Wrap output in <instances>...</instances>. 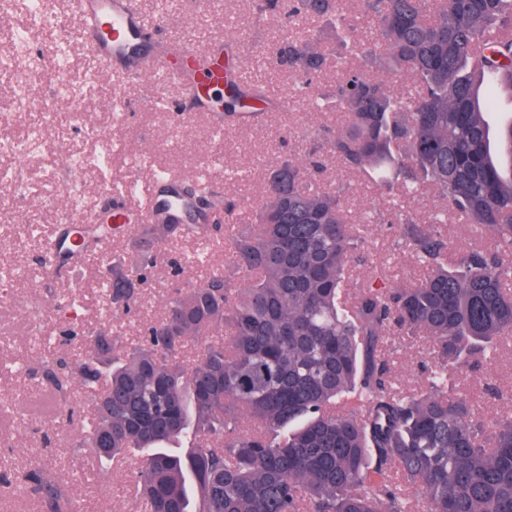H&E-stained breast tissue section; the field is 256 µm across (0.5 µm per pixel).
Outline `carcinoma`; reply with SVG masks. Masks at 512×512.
Listing matches in <instances>:
<instances>
[{
    "label": "carcinoma",
    "mask_w": 512,
    "mask_h": 512,
    "mask_svg": "<svg viewBox=\"0 0 512 512\" xmlns=\"http://www.w3.org/2000/svg\"><path fill=\"white\" fill-rule=\"evenodd\" d=\"M363 4L379 23L380 66L411 75L414 89L395 95L352 66L312 105L344 114L343 126L321 134L343 168L391 196L428 185L447 201L425 224L401 209L387 218L423 277L398 286L377 272L350 292L366 227L341 192L323 188L315 149L269 172L252 221L233 232L175 215L138 225L137 257L99 270L117 309L137 302L157 246L222 237L231 266L177 289L136 342L73 331L79 357L47 360L36 374L59 393L82 387L101 463L138 458L143 512H512V415L490 422L448 391L449 375L512 338V122L490 135L493 100L474 85L490 73L512 91V0ZM332 15L342 58L368 57L340 0H288L290 17ZM224 58V121L271 108L263 88L235 82L229 51ZM270 61L297 75L294 93L304 95L326 53L290 36ZM193 187L206 208L234 214L204 178ZM450 212L494 242L452 271L441 230ZM122 231L76 228L89 248ZM221 324L224 338L187 354L190 340ZM394 331L430 339L416 393L390 381L385 338ZM188 436L191 446L173 451ZM19 488L43 512H69L65 485L41 469Z\"/></svg>",
    "instance_id": "carcinoma-1"
}]
</instances>
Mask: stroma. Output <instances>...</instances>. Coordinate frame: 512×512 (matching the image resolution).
Masks as SVG:
<instances>
[{
	"label": "stroma",
	"instance_id": "35a3bbf8",
	"mask_svg": "<svg viewBox=\"0 0 512 512\" xmlns=\"http://www.w3.org/2000/svg\"><path fill=\"white\" fill-rule=\"evenodd\" d=\"M157 19L167 41L192 39L209 47L221 39L240 56L242 84L262 86L275 109L256 125L216 127L209 116H190L179 86L152 78L128 81L101 76L85 82L100 65L78 38V15L70 0H52L65 27L47 32L33 25L27 10L0 11V50L15 59L0 61V268L12 271V286L0 295V475L32 467L62 481L76 512H140L135 459L122 468L100 467L93 448L82 442L78 424L55 421L48 409L52 394L34 376L40 360L55 354L70 329H106L130 340L159 321L173 285L198 283L206 270L228 267L223 242L190 237L166 246L132 312L109 310L98 284V266L129 264L139 247L135 232L116 235L94 259L73 270L47 275L42 256L65 215H96L118 195L108 187L138 177L133 191L145 196L149 179L163 169L195 179L206 170L210 187L238 203L235 217L251 218L264 194L267 169L283 158L303 157L318 146L317 132L339 128L338 112L315 111L291 96L288 71L271 64L273 43L282 32L311 39L328 54L336 52L332 21L300 18L284 27L279 17L260 15L253 0H137ZM63 41L71 85L60 92L50 76L33 78L29 62L45 68L54 61L51 45ZM323 183L346 188L353 219L373 217L368 262L361 274L384 270L392 283L420 276L415 255L395 224L379 222L390 199L357 174L326 158ZM180 257L183 271L173 275L169 257ZM386 354L394 387L419 390L420 364L429 350L426 336H387ZM454 392L478 402L484 417L512 411V340L500 343L479 370L452 377Z\"/></svg>",
	"mask_w": 512,
	"mask_h": 512
}]
</instances>
